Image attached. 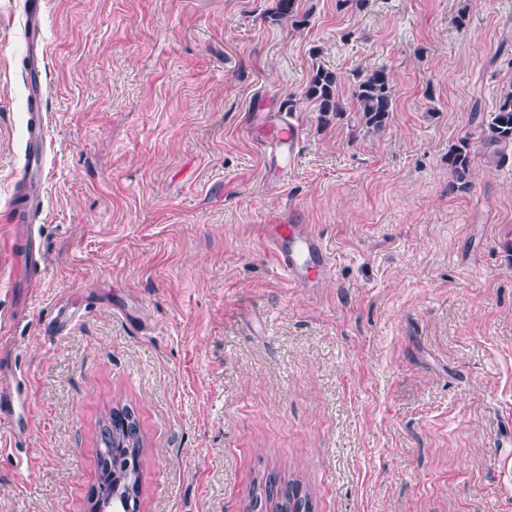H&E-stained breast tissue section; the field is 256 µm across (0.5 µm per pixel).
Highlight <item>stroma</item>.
I'll use <instances>...</instances> for the list:
<instances>
[{
	"instance_id": "35a3bbf8",
	"label": "stroma",
	"mask_w": 512,
	"mask_h": 512,
	"mask_svg": "<svg viewBox=\"0 0 512 512\" xmlns=\"http://www.w3.org/2000/svg\"><path fill=\"white\" fill-rule=\"evenodd\" d=\"M31 1L0 0V512H89L123 409L138 512H245L272 473L311 512H512V158L474 157L465 189L448 168L512 81V0H298V27L274 0H35L33 43ZM382 66L372 132L352 92ZM319 67L345 106L326 124ZM270 224L319 233L332 275L289 283ZM297 0H276V6L269 14L272 22L279 23L288 21L294 26H298L306 22L307 14H301L298 9ZM353 98L362 124L371 130H383L394 110V91L389 73L384 67L361 75ZM303 95L317 103L321 121H328L330 115L340 118L345 112L339 98L337 76L331 71L317 68Z\"/></svg>"
}]
</instances>
